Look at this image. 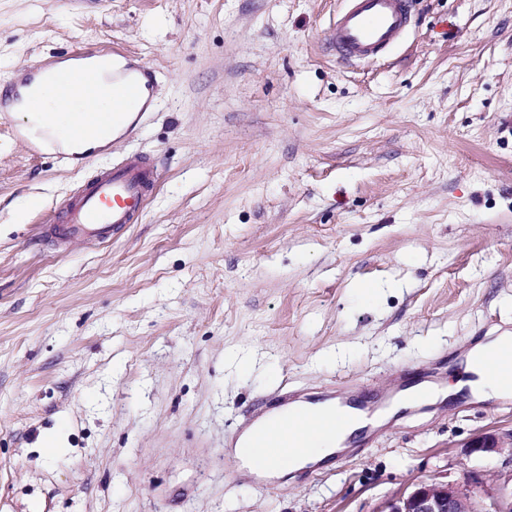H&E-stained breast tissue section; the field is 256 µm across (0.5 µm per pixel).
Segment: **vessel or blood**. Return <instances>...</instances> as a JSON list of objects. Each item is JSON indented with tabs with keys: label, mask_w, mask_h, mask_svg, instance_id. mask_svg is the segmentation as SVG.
Masks as SVG:
<instances>
[{
	"label": "vessel or blood",
	"mask_w": 512,
	"mask_h": 512,
	"mask_svg": "<svg viewBox=\"0 0 512 512\" xmlns=\"http://www.w3.org/2000/svg\"><path fill=\"white\" fill-rule=\"evenodd\" d=\"M410 0H342L336 14V32L331 42L342 59L365 63L387 56L403 39L409 27ZM56 85L67 99L90 102L95 87L93 76L75 77L61 70L54 76ZM140 82L128 78L126 72L112 75L113 108L123 113L139 95ZM158 181L154 162L145 156H131L98 171L64 204L60 221L42 229V239L58 249L70 242L111 241L125 225L135 223ZM482 360L491 364L489 380L498 388L512 391V344L485 351ZM435 375L402 373L395 378L394 392L375 388L352 390L337 387L335 398L342 407L352 408L364 422L362 435L353 447L367 445L376 433V414L392 400L394 393L406 391L416 381L430 382ZM335 427L331 416L299 406L282 416L275 425L252 429L247 446L255 461H262L282 448L306 454L308 436L329 437Z\"/></svg>",
	"instance_id": "obj_1"
}]
</instances>
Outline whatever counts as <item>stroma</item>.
<instances>
[{
  "label": "stroma",
  "mask_w": 512,
  "mask_h": 512,
  "mask_svg": "<svg viewBox=\"0 0 512 512\" xmlns=\"http://www.w3.org/2000/svg\"><path fill=\"white\" fill-rule=\"evenodd\" d=\"M390 58L327 50L340 0H0V79L115 51L149 70L130 134L71 162L0 115V512H377L420 480L512 494V398L404 414L281 478L228 457L281 391L447 372L512 332V0H411ZM144 155L142 218L39 237ZM469 454L498 452L510 448L512 452V430L505 435L485 433L471 440L466 446Z\"/></svg>",
  "instance_id": "35a3bbf8"
}]
</instances>
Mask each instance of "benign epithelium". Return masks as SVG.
<instances>
[{"instance_id": "obj_1", "label": "benign epithelium", "mask_w": 512, "mask_h": 512, "mask_svg": "<svg viewBox=\"0 0 512 512\" xmlns=\"http://www.w3.org/2000/svg\"><path fill=\"white\" fill-rule=\"evenodd\" d=\"M467 448L470 454L512 449V431L479 435ZM378 512H512V498L490 495L479 499L467 483H419L386 500Z\"/></svg>"}]
</instances>
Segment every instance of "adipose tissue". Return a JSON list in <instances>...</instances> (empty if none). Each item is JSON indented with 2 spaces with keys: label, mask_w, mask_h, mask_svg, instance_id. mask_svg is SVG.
I'll return each mask as SVG.
<instances>
[{
  "label": "adipose tissue",
  "mask_w": 512,
  "mask_h": 512,
  "mask_svg": "<svg viewBox=\"0 0 512 512\" xmlns=\"http://www.w3.org/2000/svg\"><path fill=\"white\" fill-rule=\"evenodd\" d=\"M62 97L63 93L54 85L50 70L44 69L29 85L21 87L14 109L24 121L27 138L48 150H58L73 158L106 149L135 117L130 111L116 122L95 126L89 124L84 109L75 104L63 105ZM353 429V418L348 413H341L337 437L318 439L314 448L303 456L272 457L259 468L258 473L266 477H280L320 464L341 450L343 438Z\"/></svg>",
  "instance_id": "ef3b65f1"
}]
</instances>
